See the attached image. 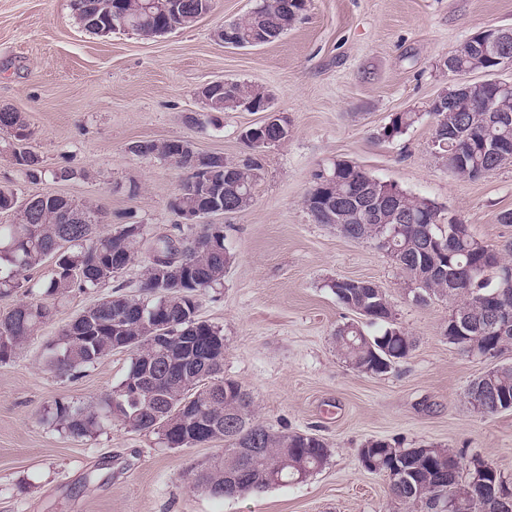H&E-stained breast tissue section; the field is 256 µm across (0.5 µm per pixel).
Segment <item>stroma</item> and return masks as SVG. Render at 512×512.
I'll list each match as a JSON object with an SVG mask.
<instances>
[{
    "instance_id": "obj_1",
    "label": "stroma",
    "mask_w": 512,
    "mask_h": 512,
    "mask_svg": "<svg viewBox=\"0 0 512 512\" xmlns=\"http://www.w3.org/2000/svg\"><path fill=\"white\" fill-rule=\"evenodd\" d=\"M257 3L214 0L192 27L146 39L86 31L72 0H0V108L19 113L29 133L20 144L0 131V186L92 204L109 228L141 224L151 240L180 223L170 203L187 173L134 155L132 143L183 139L227 163L258 164L252 205L208 218L223 225L233 260L223 287L199 293V316L223 327L224 375L249 393L254 420L316 435L327 464L298 483L215 499L189 478L223 441L168 448L115 421L79 438L53 424L56 403L89 406L111 393L130 357L115 353L60 378L45 363L47 343L115 287L138 294L143 249L117 282L72 290L52 322L0 362V512H406L386 476L360 463L372 439L447 448L512 482V411L484 416L465 398L471 380L512 364V349L493 359L449 343L451 299L415 303L386 252L316 223L304 204L315 173L348 162L433 201L441 223L469 225L484 244L512 242V224L498 221L512 209V162L475 179L454 173L432 150L429 113L453 86L444 58L482 30L512 29V0H307L271 43L237 48L215 38ZM216 79L265 91L288 119L287 140L255 154L242 133L262 113L210 111L198 90ZM402 112L416 122L384 139ZM20 146L38 157L39 179L16 164ZM339 278L372 281L413 337L409 358L389 372L365 375L338 355L334 333L355 318L329 287Z\"/></svg>"
}]
</instances>
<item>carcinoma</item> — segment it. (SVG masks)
I'll list each match as a JSON object with an SVG mask.
<instances>
[{"label":"carcinoma","mask_w":512,"mask_h":512,"mask_svg":"<svg viewBox=\"0 0 512 512\" xmlns=\"http://www.w3.org/2000/svg\"><path fill=\"white\" fill-rule=\"evenodd\" d=\"M171 5L168 19L184 28L211 12L213 0H166ZM279 0H261L251 16L230 26L240 41L248 40L253 27L268 28L276 38L289 29L288 20L277 7ZM73 8L83 27L94 34L106 23L112 11L102 6V0H74ZM160 18L139 15L133 31L145 38L158 36ZM233 93L244 100H262L260 89L237 82ZM496 97L495 88H487L481 101L453 87V111L448 113L443 137L446 146L437 150L456 163V173L469 178L478 170L495 171L499 164L488 155L495 142L512 145V119L504 121L499 113L491 112L487 103ZM416 114L396 115L383 132L390 139L411 126ZM0 129L8 131L16 141L28 138L26 125L17 112L0 109ZM137 146L151 157H165L175 148L173 140H143ZM16 164L32 179L41 175L39 161L24 149L14 152ZM336 197L346 199L360 190L369 198L383 197L396 186L382 182L360 168L347 163L336 164ZM197 194L214 195L224 189V173L204 183H195ZM401 202L415 223L404 224L398 230L386 227L376 230V222L367 216L355 224H343L340 232L352 240H373L377 247L390 255L408 277L413 298L426 303L433 297L448 295L449 280H455L453 299L463 303L457 311L466 314L477 330L471 337L455 335L447 327L448 341L466 351L473 349L502 352L512 345V333L502 336L488 322L486 305L494 301L503 288L502 273L512 270V248L506 251L492 248L476 239H463L448 252L422 245L431 235L442 238L455 225L439 223V208L431 201L400 191ZM62 199L46 193L38 200V214L33 223L24 216L15 222L0 225V292L24 287L25 272L44 263L58 240L69 242L68 248L55 262L56 272L49 280L35 285L41 298L23 303L0 315V362L9 360L23 347L39 327L51 321L56 301L72 289L87 290L106 284L131 266L137 259L145 230L134 234L122 224L113 231L98 235L97 223L60 224L58 209ZM177 234L160 235L152 241L151 254L144 266L140 288L142 298L123 296L128 308L125 320L116 323L112 297H104L80 313L78 324H66L58 339L47 345L46 363L60 377H74L114 353V345L123 336L138 340L130 351L129 369L112 393L95 408L56 403L54 420L61 429L74 437L87 436L100 427L101 419L112 418L137 430L157 432L167 448H184V440L195 430L187 420L168 427L156 419L157 412L167 401L180 405L194 398L196 415L217 422L211 435L199 431L198 443L224 438V456L214 464L194 473L192 484L214 498L246 493H261L274 486L290 483L295 471L303 468L311 474L328 461V448L318 437L303 438L298 434L273 433L252 419V400L233 380L224 378V362L208 368L209 379L224 385V395L209 398L204 392L192 390L198 369L192 363V352L207 347L213 336H223V329L198 318L197 293L219 288L224 282V269L231 257L224 256V238L214 235L210 224H177ZM481 268L472 278L471 267ZM329 288L346 308L360 314L370 326L378 325L375 334L366 332L359 323L349 322L337 327L334 342L337 352L363 374H382L407 359L414 341L394 319L386 295L378 288H346L339 280ZM167 328V335L183 338L185 346H176L166 358H160L157 344L158 326ZM499 401L512 403V364L503 365L491 373ZM239 448H253L247 455L237 454ZM362 466L373 472L388 471L389 494L411 509V512H437V505L448 496V481L471 487L463 512H512V491L491 464L462 457L447 448H393L385 440H370L359 450Z\"/></svg>","instance_id":"obj_1"}]
</instances>
